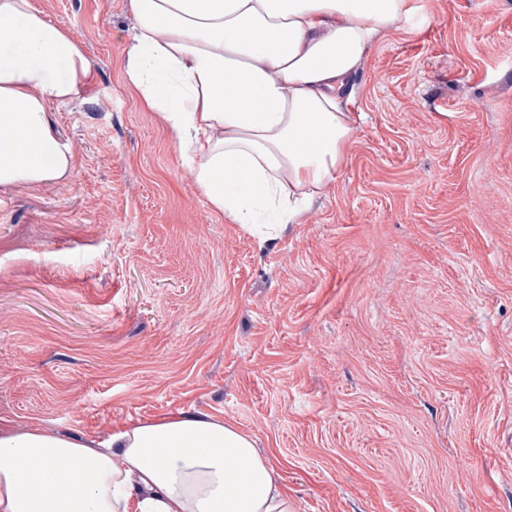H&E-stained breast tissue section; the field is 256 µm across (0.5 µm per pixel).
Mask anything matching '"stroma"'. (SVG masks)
<instances>
[{
	"instance_id": "stroma-1",
	"label": "stroma",
	"mask_w": 512,
	"mask_h": 512,
	"mask_svg": "<svg viewBox=\"0 0 512 512\" xmlns=\"http://www.w3.org/2000/svg\"><path fill=\"white\" fill-rule=\"evenodd\" d=\"M92 65L70 179L0 192V419L224 417L295 512H512V0H423L347 161L259 245L126 76L128 0H33Z\"/></svg>"
}]
</instances>
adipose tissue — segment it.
Here are the masks:
<instances>
[{
	"label": "adipose tissue",
	"mask_w": 512,
	"mask_h": 512,
	"mask_svg": "<svg viewBox=\"0 0 512 512\" xmlns=\"http://www.w3.org/2000/svg\"><path fill=\"white\" fill-rule=\"evenodd\" d=\"M126 75L213 209L281 238L347 160L356 78L420 0H129ZM77 39L0 0V189L61 182L73 156L48 103L82 100ZM0 512H294L271 459L219 415L178 412L78 436L0 427Z\"/></svg>",
	"instance_id": "ef3b65f1"
}]
</instances>
